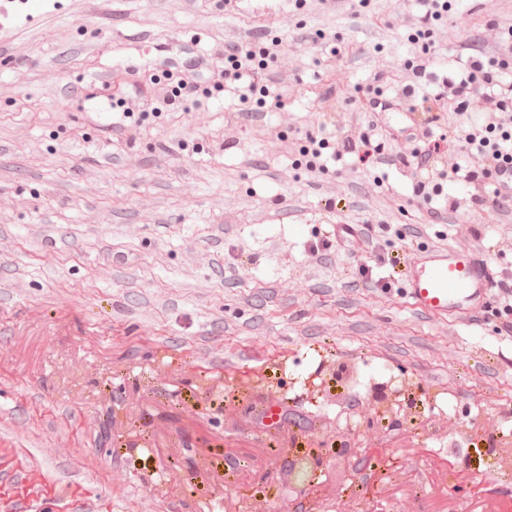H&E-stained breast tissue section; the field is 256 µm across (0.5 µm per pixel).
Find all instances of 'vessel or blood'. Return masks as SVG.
<instances>
[{"mask_svg":"<svg viewBox=\"0 0 512 512\" xmlns=\"http://www.w3.org/2000/svg\"><path fill=\"white\" fill-rule=\"evenodd\" d=\"M404 276L410 306L434 319H467L490 300L487 265L453 248H428Z\"/></svg>","mask_w":512,"mask_h":512,"instance_id":"vessel-or-blood-1","label":"vessel or blood"}]
</instances>
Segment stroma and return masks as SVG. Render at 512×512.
I'll return each instance as SVG.
<instances>
[{"label": "stroma", "instance_id": "35a3bbf8", "mask_svg": "<svg viewBox=\"0 0 512 512\" xmlns=\"http://www.w3.org/2000/svg\"><path fill=\"white\" fill-rule=\"evenodd\" d=\"M0 33V512H298L285 447L317 455L325 512L368 486L387 512H490L512 498L475 429L512 421V335L496 305L474 325L411 310L403 267L466 249L471 225L512 219L469 202L433 214L411 168L353 158L311 172L300 153L336 109L372 126L384 156L411 152L403 114L418 0H29ZM499 0H454L434 72L494 48ZM282 40L269 64L283 106L212 97L168 104L162 72L208 87L227 44ZM384 72L389 102L361 92ZM124 100L132 111L113 110ZM370 225L372 242L328 234ZM319 248L323 259L310 257ZM404 388L400 419L361 410ZM451 401L457 473L421 477L405 449L437 448ZM261 405L279 414L274 427ZM383 434L387 482L318 447L326 425Z\"/></svg>", "mask_w": 512, "mask_h": 512}]
</instances>
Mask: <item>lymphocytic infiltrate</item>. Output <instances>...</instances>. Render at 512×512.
Masks as SVG:
<instances>
[{"label":"lymphocytic infiltrate","instance_id":"1","mask_svg":"<svg viewBox=\"0 0 512 512\" xmlns=\"http://www.w3.org/2000/svg\"><path fill=\"white\" fill-rule=\"evenodd\" d=\"M423 11L407 28V40L414 53L403 63L414 83H421L439 52L434 24L448 14L451 0H423ZM487 38L502 49L501 54L481 60H469L449 67V75L430 98H417L426 125H435L433 103L453 96L460 119L454 128L452 145L434 142L422 151L397 154L396 159L414 170L416 193L432 191L439 196L440 210L458 211L455 196L444 194V182L471 187L470 201L497 216L512 214V186L506 181L512 174V56L504 46L512 44V27L497 22L486 26ZM281 41L267 44L230 46L224 51L221 75L230 81L244 82L249 92L281 101L282 95L266 78L269 61L276 58ZM334 135L313 138L301 152L309 170L322 166L324 154L337 161L356 158L366 166L381 163V147L365 133L352 134L338 120H329Z\"/></svg>","mask_w":512,"mask_h":512}]
</instances>
